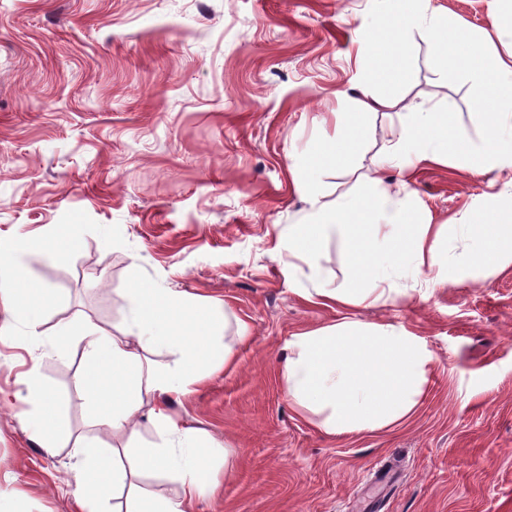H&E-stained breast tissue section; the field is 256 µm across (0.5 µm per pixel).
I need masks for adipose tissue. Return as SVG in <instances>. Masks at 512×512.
<instances>
[{
  "label": "adipose tissue",
  "mask_w": 512,
  "mask_h": 512,
  "mask_svg": "<svg viewBox=\"0 0 512 512\" xmlns=\"http://www.w3.org/2000/svg\"><path fill=\"white\" fill-rule=\"evenodd\" d=\"M415 34L428 42L441 66L462 70L478 87L480 131L472 136L461 130L450 108L405 106L393 94L363 92L353 108L337 113L335 136L292 170L310 213L307 222L289 225L280 243L289 273L311 282L299 291L308 302L348 307L397 303L405 294L399 282L407 268L425 289L448 284L451 267L442 257L441 227L426 215L414 186L415 169L449 162L474 175L506 177L512 185V50L503 56L485 47L493 36L512 46V5L491 14L489 30L476 31L433 8L432 0H393L391 9L358 33L364 84L392 80ZM380 109L397 115L372 165L378 170L398 165L402 179L390 186L376 178L368 191L329 199L325 177L351 167L370 134L366 117ZM77 231V225L68 224L46 241H14L10 259H0V302L6 313L0 334L18 322L26 329L25 343L45 340L52 349H64L69 329L49 338L42 331L57 297L30 277L23 258L36 250L50 256L66 253ZM335 232L343 238L350 273L329 288L317 258ZM468 232L475 248L465 264L512 265V213L476 212ZM129 305L132 318L121 333L96 329L85 335L76 387L93 403L98 425L111 431L112 443L76 444L70 492L85 512H191L193 502L215 488L204 464L209 445L179 426L167 402L206 377L217 340L214 311L146 281L131 288ZM158 347L174 352L173 363L150 359ZM433 361L423 337L404 326L340 321L291 336L278 380L297 412L321 416L325 433H373L401 426L415 415ZM23 382L29 401L24 427L39 447L53 452L68 431V420L38 368H31ZM143 416L156 427L159 440L138 447L134 440ZM147 472L174 478L179 495L130 492L132 478Z\"/></svg>",
  "instance_id": "adipose-tissue-1"
}]
</instances>
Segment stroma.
Returning <instances> with one entry per match:
<instances>
[{
  "mask_svg": "<svg viewBox=\"0 0 512 512\" xmlns=\"http://www.w3.org/2000/svg\"><path fill=\"white\" fill-rule=\"evenodd\" d=\"M459 24L485 28L497 0H432ZM389 0H0V244L80 227L72 249L25 256L59 298L43 330L66 323L114 331L146 279L216 306L234 346L172 402L182 426L209 440L218 491L193 512H512V268H464L460 282L394 305L336 308L298 291L278 252L307 218L291 166L334 134L358 97L359 27ZM425 106H452L476 134L479 91L441 70L413 36L396 89ZM353 167L326 179L331 197L356 192L389 123ZM442 253L472 250L477 210L512 203V187L453 165L415 173ZM344 319L402 325L436 360L408 424L333 437L297 413L277 371L293 334ZM250 328L238 344V322ZM83 343L66 351L0 335V489L21 512H81L65 478L74 444L111 433L92 426L74 388ZM38 366L70 430L54 454L26 433L21 379Z\"/></svg>",
  "mask_w": 512,
  "mask_h": 512,
  "instance_id": "35a3bbf8",
  "label": "stroma"
}]
</instances>
